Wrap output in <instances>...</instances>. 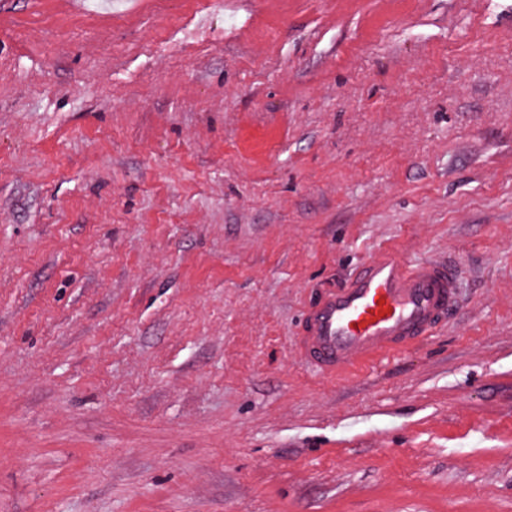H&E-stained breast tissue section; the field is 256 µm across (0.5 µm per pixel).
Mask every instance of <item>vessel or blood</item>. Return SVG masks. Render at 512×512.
Instances as JSON below:
<instances>
[{
    "label": "vessel or blood",
    "mask_w": 512,
    "mask_h": 512,
    "mask_svg": "<svg viewBox=\"0 0 512 512\" xmlns=\"http://www.w3.org/2000/svg\"><path fill=\"white\" fill-rule=\"evenodd\" d=\"M457 299L456 267L410 264L391 253L309 301L294 349L318 374L340 376L432 335Z\"/></svg>",
    "instance_id": "vessel-or-blood-1"
}]
</instances>
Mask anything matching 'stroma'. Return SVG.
I'll use <instances>...</instances> for the list:
<instances>
[{
    "label": "stroma",
    "instance_id": "35a3bbf8",
    "mask_svg": "<svg viewBox=\"0 0 512 512\" xmlns=\"http://www.w3.org/2000/svg\"><path fill=\"white\" fill-rule=\"evenodd\" d=\"M388 250L451 317L307 368ZM0 512H512V0H0Z\"/></svg>",
    "mask_w": 512,
    "mask_h": 512
}]
</instances>
